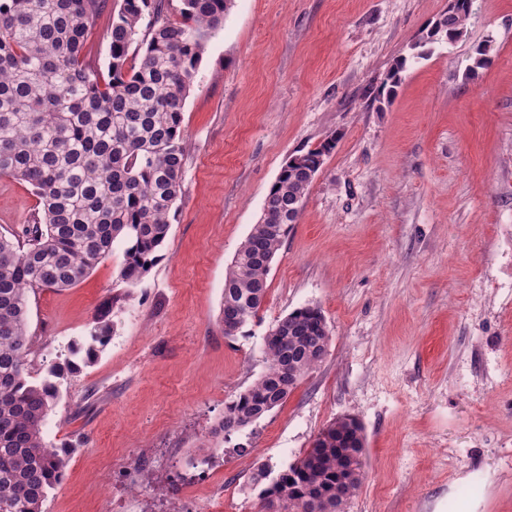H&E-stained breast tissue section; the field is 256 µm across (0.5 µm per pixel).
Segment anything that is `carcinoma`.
Here are the masks:
<instances>
[{
  "label": "carcinoma",
  "mask_w": 512,
  "mask_h": 512,
  "mask_svg": "<svg viewBox=\"0 0 512 512\" xmlns=\"http://www.w3.org/2000/svg\"><path fill=\"white\" fill-rule=\"evenodd\" d=\"M231 0H180L179 21L164 17L163 0H122L112 15L108 78L83 51L101 0H0V177L32 187L42 219L23 238L0 233V512H42L61 482L66 449L45 441L43 428L60 399L57 379L75 367L53 364L28 379V293L69 288L115 241L127 240L121 280L137 287L163 248L182 195L186 143L183 110L205 44L222 26ZM472 0H456L398 58L375 99L391 102L410 65L434 45L463 36ZM145 34L139 64L128 61ZM492 63L490 46L475 49L469 74ZM334 147L328 140L295 154L281 168L224 281L220 320L234 335L264 303L270 264L296 223L308 190ZM109 311L70 353L93 359L112 333ZM330 342L317 306L289 313L265 340L266 368L224 403L214 434L240 431L283 404L324 359ZM366 438L342 417L327 425L287 472L263 484L257 512H346L364 479Z\"/></svg>",
  "instance_id": "carcinoma-1"
}]
</instances>
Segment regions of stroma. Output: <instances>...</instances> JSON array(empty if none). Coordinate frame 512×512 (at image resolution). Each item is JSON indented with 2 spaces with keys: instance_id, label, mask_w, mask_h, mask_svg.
<instances>
[{
  "instance_id": "35a3bbf8",
  "label": "stroma",
  "mask_w": 512,
  "mask_h": 512,
  "mask_svg": "<svg viewBox=\"0 0 512 512\" xmlns=\"http://www.w3.org/2000/svg\"><path fill=\"white\" fill-rule=\"evenodd\" d=\"M448 0H233L183 112V193L134 288L115 242L77 285L29 294L40 379L108 311L112 337L59 381L45 439L67 449L43 512H256L349 416L366 434L349 512H512V0H473L464 36L371 93ZM493 62L467 77L474 48ZM335 146L276 255L265 301L224 333V280L281 167ZM0 177V233L42 213ZM319 307L331 341L280 406L229 435L224 404L265 368L269 330Z\"/></svg>"
}]
</instances>
